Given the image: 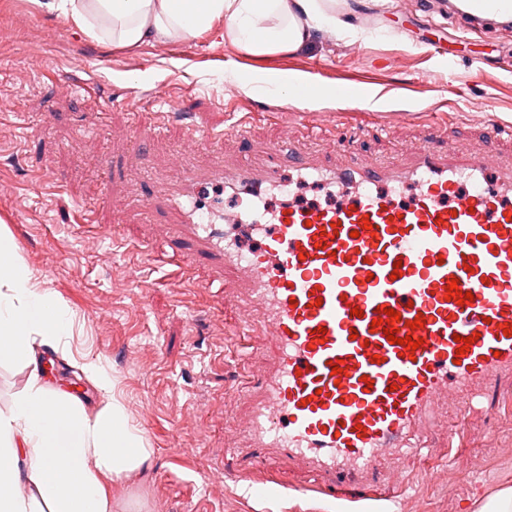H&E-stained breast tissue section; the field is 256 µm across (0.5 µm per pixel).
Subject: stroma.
<instances>
[{
	"label": "stroma",
	"mask_w": 512,
	"mask_h": 512,
	"mask_svg": "<svg viewBox=\"0 0 512 512\" xmlns=\"http://www.w3.org/2000/svg\"><path fill=\"white\" fill-rule=\"evenodd\" d=\"M349 20L370 16V39L325 34L306 49L254 57L217 33L130 51L88 40L30 0H0V233L73 313L74 355L101 359L131 421L154 454L146 473L115 489L112 512H346L345 502L311 490L312 476L278 459L250 481L271 489L245 495L215 473L233 469L247 421L274 353L270 335L251 336L254 355L224 339L225 322L254 307L243 283L212 287L204 266L180 278L143 267L138 245L163 248L171 225L143 203L177 180L183 158L199 167L261 161L281 140L329 163L338 143L369 161H407L425 146L512 158V22L494 17L481 36L443 0L385 9L381 0H336ZM481 66H474V59ZM314 75L326 90L366 88L369 106L325 102L309 108L231 84L225 71ZM186 118L169 117L170 107ZM160 125L146 143L137 129ZM52 388L87 405L97 389L51 354ZM237 394H226L228 385ZM452 389L419 431L424 458L389 461L405 494L387 512H477L512 487V402L476 400Z\"/></svg>",
	"instance_id": "obj_1"
}]
</instances>
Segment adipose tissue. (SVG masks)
<instances>
[{
  "instance_id": "1",
  "label": "adipose tissue",
  "mask_w": 512,
  "mask_h": 512,
  "mask_svg": "<svg viewBox=\"0 0 512 512\" xmlns=\"http://www.w3.org/2000/svg\"><path fill=\"white\" fill-rule=\"evenodd\" d=\"M86 37L119 47L186 41L216 30L253 56L294 53L325 30L350 32L329 0H31ZM69 308L43 288L0 235V360L28 368L23 389L0 409V512H112V489L153 457L100 361L77 368L103 404L49 391L42 350L67 353Z\"/></svg>"
}]
</instances>
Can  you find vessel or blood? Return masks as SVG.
I'll return each mask as SVG.
<instances>
[{"instance_id": "1", "label": "vessel or blood", "mask_w": 512, "mask_h": 512, "mask_svg": "<svg viewBox=\"0 0 512 512\" xmlns=\"http://www.w3.org/2000/svg\"><path fill=\"white\" fill-rule=\"evenodd\" d=\"M498 0H466L474 27ZM261 167L185 169L176 190L159 189L151 211L175 215L168 248L182 267L201 264L215 277L243 272L261 315L245 328L270 333L276 355L247 427V456L268 455L304 467L327 496L388 500L376 465L411 447L438 394L456 384L473 394L512 377V162L487 163L451 149L418 151L406 166H370L358 154L325 168L287 143ZM318 178L339 201L326 207L284 204L271 217L257 206L233 215L260 244L242 253L227 225L204 221L211 189L284 190L280 165ZM400 277H393L394 268ZM471 293L446 301V287ZM412 330L416 350L390 343L378 320L385 309ZM470 338L458 354L459 338ZM340 375H333V362Z\"/></svg>"}]
</instances>
